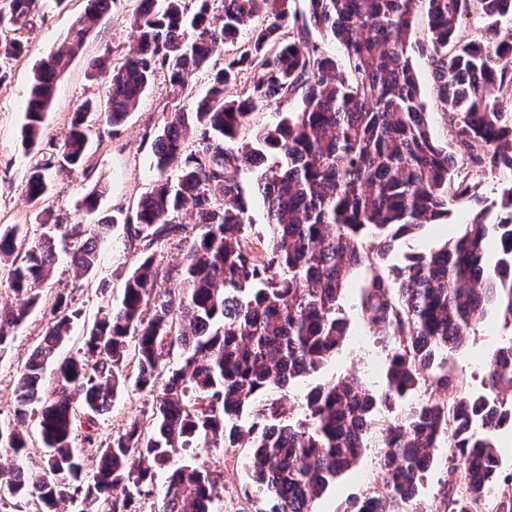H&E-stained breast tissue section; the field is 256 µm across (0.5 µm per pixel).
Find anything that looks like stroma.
Listing matches in <instances>:
<instances>
[{
  "label": "stroma",
  "mask_w": 512,
  "mask_h": 512,
  "mask_svg": "<svg viewBox=\"0 0 512 512\" xmlns=\"http://www.w3.org/2000/svg\"><path fill=\"white\" fill-rule=\"evenodd\" d=\"M136 0H115L112 9L88 37L82 50L74 56L69 69L58 82L49 108L42 136L36 146H25L21 131L26 122L25 106L35 66L65 41L69 28L82 12L83 0H42L40 19L27 31V52L10 65L5 81L0 82V225L21 224L35 228L37 207L52 209L70 224L92 223V216L78 204L89 191L100 190L98 214L116 216L111 241L102 247L97 267L87 275L74 272L66 252H59L48 283L42 290L40 306L29 314L14 337L6 355L0 357V428H14V390L17 371L27 360L41 338L49 309L57 294H64L81 312L62 348L63 355L81 354L88 329L108 305L120 301L128 271L136 261L124 219L133 217L140 197L149 192L159 178L153 166L154 138L169 113L191 111L194 100L207 89V76L199 72L188 79L182 96H170L164 79H156L137 108L117 126L93 129L88 151L87 176L55 181L40 205H32L21 196L19 188L37 163L55 153L70 129L72 114L82 101L99 97L102 80L89 76L93 59L111 50L123 54L130 44L127 18ZM470 214L468 202L459 201L451 208L449 220L427 224L414 233L398 237L387 255L388 265L405 264L408 257L440 248L459 235ZM369 278L367 266H359L351 274L341 305L351 323L347 340L320 369L293 381L287 388L268 393V401L280 402L294 417L305 414V398L316 386L338 382L347 377L358 378L364 387L376 391L385 383L384 364L388 350L364 325L361 303ZM512 341V323L496 311H489L467 337L465 344L449 352L445 366L455 379L459 392L489 393L488 364L496 351ZM153 393L127 386L117 395L112 409L98 417L96 434L106 439L122 432L134 418L150 414ZM409 401L378 407L367 431V446L358 466L340 476L312 504V512H353L355 501L384 494L381 460L384 450L378 442L383 423L400 419L409 408ZM180 462L224 473V487L214 502V512H263L265 503L251 485L246 448H209L198 443L182 452ZM397 512H448V468L445 456H438L428 470L417 494L399 503Z\"/></svg>",
  "instance_id": "1"
}]
</instances>
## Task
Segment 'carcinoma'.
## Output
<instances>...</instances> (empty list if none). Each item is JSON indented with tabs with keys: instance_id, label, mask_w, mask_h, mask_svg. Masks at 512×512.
Segmentation results:
<instances>
[{
	"instance_id": "carcinoma-1",
	"label": "carcinoma",
	"mask_w": 512,
	"mask_h": 512,
	"mask_svg": "<svg viewBox=\"0 0 512 512\" xmlns=\"http://www.w3.org/2000/svg\"><path fill=\"white\" fill-rule=\"evenodd\" d=\"M114 0H84L64 46L42 59L33 75L22 140L35 146L57 79L68 69ZM138 0L128 18L131 46L91 64L105 79L104 95L75 109L72 130L56 155L36 165L20 194L37 205L52 180L87 175V132L116 126L139 104L158 74L176 94L190 72L209 73V87L192 112H172L155 137L160 179L125 220L138 258L121 301L88 331L82 357L57 359L80 311L58 299L43 338L19 371L14 416L37 413L45 454L30 468L28 441L0 430L15 464L0 470V495L33 501L44 512L61 503L81 512H127L157 470L168 469L158 512H212L224 473L180 464L175 455L202 438L215 448L249 449L248 472L267 502L264 512H311L336 477L353 469L365 448L370 417L425 384L429 397L404 418L379 430L387 494L367 497L355 512H390L414 494L443 442H448L449 512H472L502 468L494 431L512 420L498 398L459 396L442 370L444 355L460 348L491 308L512 322V185L504 190L507 218L487 223L472 181L475 170L512 178V38L500 36L512 0H307L309 17L290 0ZM39 0H7L0 9L1 66L25 52L22 31L34 25ZM424 10L436 102L457 153L436 140L428 121L427 90L410 54L415 19ZM484 22V38L457 40L470 13ZM339 44L348 72L310 41V28ZM248 35L237 57L215 55ZM249 70L247 89H226ZM288 106L276 119L241 137L255 113ZM199 129L189 143L190 127ZM178 172L176 182L165 173ZM258 172L255 191L266 209L269 238L252 233L242 170ZM465 198L472 213L463 231L442 247L398 268L384 265L402 234L450 215ZM191 209L194 222H178ZM47 228L36 240L19 224L0 226V263H9L0 288L25 298L0 308V356L38 304L57 261L55 238L71 240L70 262L94 270L115 220L66 224L39 210ZM500 246L486 263L489 237ZM189 239L175 269L157 254L160 244ZM366 263L372 275L362 319L392 337L385 386L371 392L357 379L319 386L306 395L303 419L281 404L255 407L271 388L319 369L349 336L341 313L347 280ZM172 282L167 288L165 283ZM135 342V386L157 392L148 422L132 419L120 434L95 442L89 458L73 445L85 421L111 411L128 386L126 359ZM183 363L162 376L174 347ZM60 385L43 390L46 368ZM489 386L512 387V342L489 364Z\"/></svg>"
}]
</instances>
